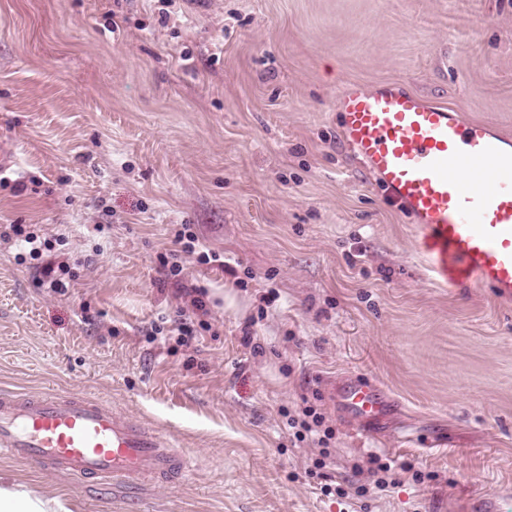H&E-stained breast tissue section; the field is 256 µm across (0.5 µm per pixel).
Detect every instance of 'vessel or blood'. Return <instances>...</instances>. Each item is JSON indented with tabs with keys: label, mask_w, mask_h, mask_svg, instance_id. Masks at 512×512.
Instances as JSON below:
<instances>
[{
	"label": "vessel or blood",
	"mask_w": 512,
	"mask_h": 512,
	"mask_svg": "<svg viewBox=\"0 0 512 512\" xmlns=\"http://www.w3.org/2000/svg\"><path fill=\"white\" fill-rule=\"evenodd\" d=\"M343 133L401 212L446 286L512 297V136L465 120L395 84L338 97ZM340 407L370 425L386 399L371 383L338 384ZM0 456L116 487L185 479L190 458L111 405L76 396L0 391Z\"/></svg>",
	"instance_id": "vessel-or-blood-1"
}]
</instances>
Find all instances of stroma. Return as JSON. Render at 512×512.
Masks as SVG:
<instances>
[{"mask_svg": "<svg viewBox=\"0 0 512 512\" xmlns=\"http://www.w3.org/2000/svg\"><path fill=\"white\" fill-rule=\"evenodd\" d=\"M512 135V0H0V388L85 395L192 457L134 494L0 457L72 512H512V299L439 283L345 142L348 83ZM188 226L223 264L158 255ZM66 264L65 294L41 267ZM208 291L210 330L152 339ZM375 382L382 428L333 386ZM332 431L321 476L285 416ZM397 484L357 497L379 462Z\"/></svg>", "mask_w": 512, "mask_h": 512, "instance_id": "obj_1", "label": "stroma"}]
</instances>
